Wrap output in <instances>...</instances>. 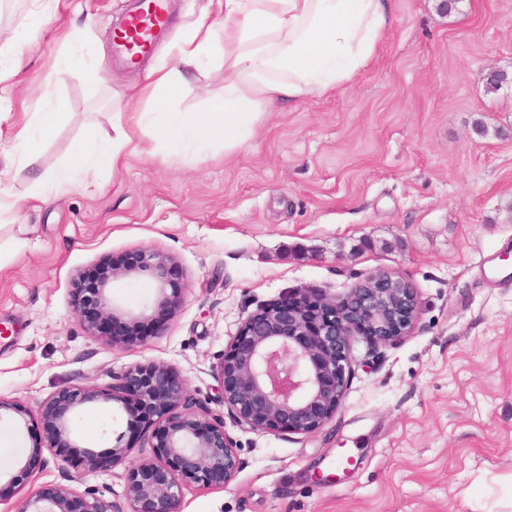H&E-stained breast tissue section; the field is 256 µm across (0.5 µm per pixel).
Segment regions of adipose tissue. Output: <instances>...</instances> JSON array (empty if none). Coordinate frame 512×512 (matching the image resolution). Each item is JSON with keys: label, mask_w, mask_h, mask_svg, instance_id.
<instances>
[{"label": "adipose tissue", "mask_w": 512, "mask_h": 512, "mask_svg": "<svg viewBox=\"0 0 512 512\" xmlns=\"http://www.w3.org/2000/svg\"><path fill=\"white\" fill-rule=\"evenodd\" d=\"M392 23L390 0H209L192 29L174 43L176 67L152 68L141 94L146 108L113 118L112 136L88 127L68 158L35 177L27 195L0 188V213L79 191L94 193V171L118 169L136 134L169 152L204 158L245 142L262 104L324 96L352 84L377 57ZM224 34V87L203 112L181 108L183 69L208 58Z\"/></svg>", "instance_id": "adipose-tissue-1"}]
</instances>
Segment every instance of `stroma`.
<instances>
[{"label": "stroma", "instance_id": "1", "mask_svg": "<svg viewBox=\"0 0 512 512\" xmlns=\"http://www.w3.org/2000/svg\"><path fill=\"white\" fill-rule=\"evenodd\" d=\"M132 0H61L51 22L35 0H0V46L32 18L25 66L0 95V135L42 111L46 65L59 114L34 166L53 170L86 125L112 130L117 100L135 97L169 44L132 68L112 58ZM83 30L80 51L67 34ZM224 45L186 74L182 106L201 112L224 86ZM101 79L90 83L87 67ZM512 73V0H393V25L374 65L335 93L268 108L248 140L200 161L129 152L103 170L93 196L71 192L0 216V398L35 409L62 387L104 392L113 375L163 361L198 408L219 414L212 367L257 305L291 292L330 297L378 271L410 281L409 335L370 355L352 347V375L335 416L310 436L225 419L240 458L222 488L184 493L183 512H512V85L486 95L489 68ZM485 134H478L476 125ZM152 247L186 274L183 301L146 345L88 336L72 306L76 276ZM79 444L111 456L151 455L139 421L96 401L74 418ZM43 436L0 422V469ZM43 453L30 479L0 487V512L36 491L79 490Z\"/></svg>", "mask_w": 512, "mask_h": 512}]
</instances>
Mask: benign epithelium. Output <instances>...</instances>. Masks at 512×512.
Returning a JSON list of instances; mask_svg holds the SVG:
<instances>
[{"mask_svg":"<svg viewBox=\"0 0 512 512\" xmlns=\"http://www.w3.org/2000/svg\"><path fill=\"white\" fill-rule=\"evenodd\" d=\"M147 274L153 299L138 310L114 302L112 281ZM185 289L183 268L164 252L143 249L133 256L95 264L77 275L73 308L88 335L112 345L129 337L144 343L148 329L159 334L176 313ZM417 295L400 276L379 271L341 297L288 296L259 306L242 324L215 366L219 402L238 424L255 430L310 435L320 430L341 405L351 372L350 345L359 336L373 349L410 333ZM112 399L146 425L154 453L125 469L127 509L83 493L29 495L20 512H182L184 490L222 488L235 477L240 461L224 429V417L193 410L179 372L165 363L133 366L115 377ZM98 394L74 384L54 393L32 413L17 401L0 398V412L13 426L29 429L40 420L44 443L31 457L0 472L12 485L29 475L31 458L49 451L62 468L84 481L105 467L104 458L79 448L71 420Z\"/></svg>","mask_w":512,"mask_h":512,"instance_id":"obj_1","label":"benign epithelium"}]
</instances>
